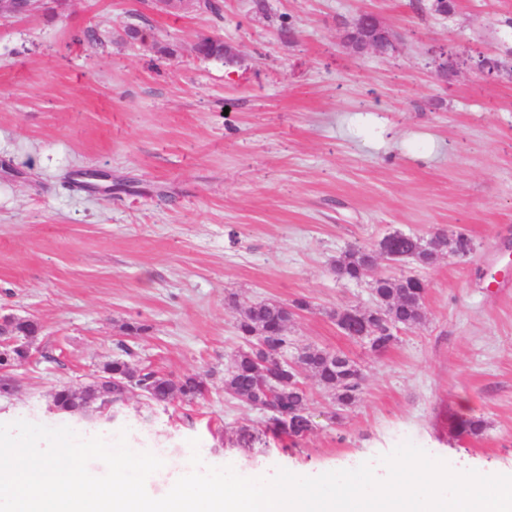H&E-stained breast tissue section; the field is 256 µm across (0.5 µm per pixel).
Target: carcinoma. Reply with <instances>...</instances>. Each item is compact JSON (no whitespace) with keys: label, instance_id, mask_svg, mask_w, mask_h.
<instances>
[{"label":"carcinoma","instance_id":"obj_1","mask_svg":"<svg viewBox=\"0 0 512 512\" xmlns=\"http://www.w3.org/2000/svg\"><path fill=\"white\" fill-rule=\"evenodd\" d=\"M439 243L450 246V250L464 256L470 253L474 244L465 234L452 237L443 234L435 236ZM392 250L400 254L412 252L413 236L403 233L392 234ZM338 262L343 277L358 280L365 276L375 264L374 250L353 247L344 252ZM372 289L376 306L350 317V336H358L367 327H380L382 317H393L401 326H412L422 318L425 289L411 276L395 278L381 277L374 280ZM290 318L281 303L260 300L244 308L239 314L236 328L245 341V347L237 351L232 365L224 373V391L233 398L264 411L265 419L261 434L274 437L299 438L311 431L308 415L307 391L298 385V374L293 369L277 373L279 391L270 396L263 390L265 376L258 372L260 362L277 353H286L292 345L287 334ZM295 362L311 373L318 382L332 392L339 407L353 404L357 398L361 370L344 355L336 359L327 356L324 350L304 348L298 351ZM105 367L112 369V377L123 385L112 386V402L120 405L127 394L138 391L146 398V405H161L175 399L192 402L204 394V381L196 374L169 377L157 371L139 368L128 358L115 357ZM58 409L79 413L82 410V391L63 386L57 390Z\"/></svg>","mask_w":512,"mask_h":512}]
</instances>
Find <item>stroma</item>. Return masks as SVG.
I'll use <instances>...</instances> for the list:
<instances>
[{
  "label": "stroma",
  "mask_w": 512,
  "mask_h": 512,
  "mask_svg": "<svg viewBox=\"0 0 512 512\" xmlns=\"http://www.w3.org/2000/svg\"><path fill=\"white\" fill-rule=\"evenodd\" d=\"M220 2L215 16L70 0L0 22V316L41 326L0 424L164 449L155 496L194 438L213 464L266 477L366 461L381 476L405 442L458 471L511 474L512 276L491 274L512 262V0H454L446 15L428 0ZM363 11L391 29V55L341 42ZM205 36L234 63L198 55ZM444 50L500 69L440 80ZM86 170L109 191L86 187ZM393 232L462 233L474 249L337 277L340 255ZM399 275L426 282L423 321L382 353L342 334L334 312L373 309V277ZM259 300L307 301L288 325L295 348L343 353L362 381L340 409L302 373L313 431L248 452L236 440L263 415L223 381L239 311ZM123 339L139 365L198 374L204 396L149 409L133 392L109 421L54 410L55 390L85 384ZM459 417L482 418V436L455 434Z\"/></svg>",
  "instance_id": "stroma-1"
}]
</instances>
